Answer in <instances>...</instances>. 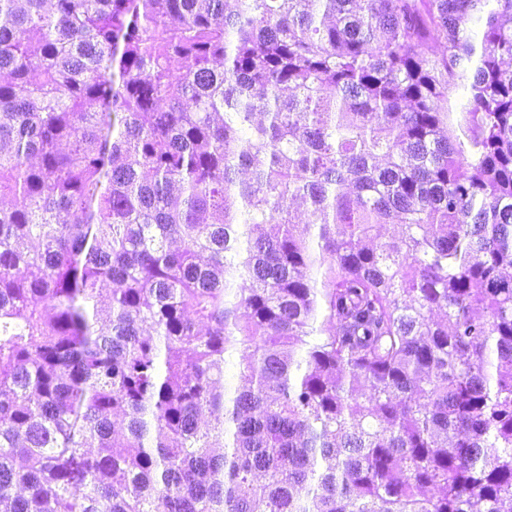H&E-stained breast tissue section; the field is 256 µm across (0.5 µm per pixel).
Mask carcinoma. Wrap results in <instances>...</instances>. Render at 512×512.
I'll return each instance as SVG.
<instances>
[{"mask_svg": "<svg viewBox=\"0 0 512 512\" xmlns=\"http://www.w3.org/2000/svg\"><path fill=\"white\" fill-rule=\"evenodd\" d=\"M4 72L6 512H512V0H0Z\"/></svg>", "mask_w": 512, "mask_h": 512, "instance_id": "cac0c4a2", "label": "carcinoma"}]
</instances>
